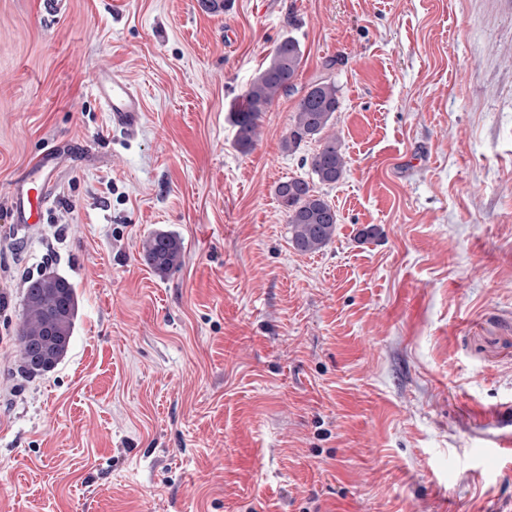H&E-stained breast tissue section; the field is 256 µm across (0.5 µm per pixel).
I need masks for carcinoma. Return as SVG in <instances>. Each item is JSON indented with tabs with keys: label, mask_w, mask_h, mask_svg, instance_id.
Returning a JSON list of instances; mask_svg holds the SVG:
<instances>
[{
	"label": "carcinoma",
	"mask_w": 512,
	"mask_h": 512,
	"mask_svg": "<svg viewBox=\"0 0 512 512\" xmlns=\"http://www.w3.org/2000/svg\"><path fill=\"white\" fill-rule=\"evenodd\" d=\"M303 57L300 42L283 38L267 64L246 90L242 108L232 113L237 145L243 152L254 145L258 121L275 98L294 89ZM339 100L336 83L322 80L312 85L300 99L282 148L293 152L307 140L319 142L310 157L311 176L318 183L333 185L343 176L346 157L340 140L327 133ZM276 196L286 216L289 242L300 253L324 248L336 232L337 215L330 202L304 178H290L276 186ZM183 246L168 231L149 236L141 259L149 268L165 275L180 266ZM78 296L63 275L43 274L28 282L17 336L19 368L27 377L42 376L55 369L67 355L78 315Z\"/></svg>",
	"instance_id": "obj_1"
}]
</instances>
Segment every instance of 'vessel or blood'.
Wrapping results in <instances>:
<instances>
[{
    "mask_svg": "<svg viewBox=\"0 0 512 512\" xmlns=\"http://www.w3.org/2000/svg\"><path fill=\"white\" fill-rule=\"evenodd\" d=\"M94 88L112 117L114 125L133 128L142 117L141 98L122 76L102 72L94 78ZM51 152H43L30 162L20 177L10 205L16 228L23 229L39 223L49 202V171Z\"/></svg>",
    "mask_w": 512,
    "mask_h": 512,
    "instance_id": "b4317fda",
    "label": "vessel or blood"
}]
</instances>
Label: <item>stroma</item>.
Here are the masks:
<instances>
[{"label":"stroma","mask_w":512,"mask_h":512,"mask_svg":"<svg viewBox=\"0 0 512 512\" xmlns=\"http://www.w3.org/2000/svg\"><path fill=\"white\" fill-rule=\"evenodd\" d=\"M0 0V512H512V0ZM295 89L231 120L280 38ZM144 115L114 127L95 74ZM334 80L347 167L319 252L281 147ZM41 224L8 199L54 143ZM64 232L54 236V225ZM374 225L380 237L362 242ZM183 242L165 276L146 237ZM75 285L70 349L19 370L26 278Z\"/></svg>","instance_id":"stroma-1"}]
</instances>
